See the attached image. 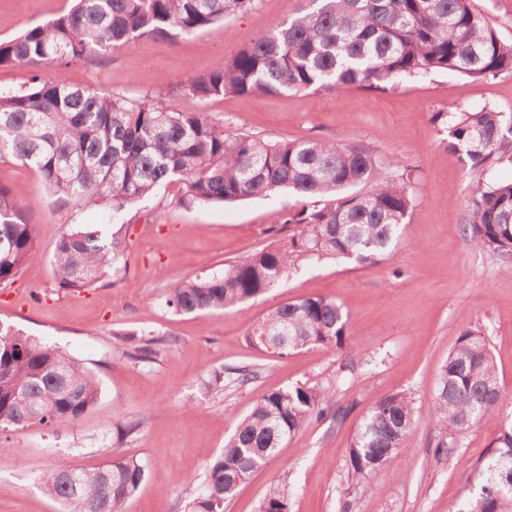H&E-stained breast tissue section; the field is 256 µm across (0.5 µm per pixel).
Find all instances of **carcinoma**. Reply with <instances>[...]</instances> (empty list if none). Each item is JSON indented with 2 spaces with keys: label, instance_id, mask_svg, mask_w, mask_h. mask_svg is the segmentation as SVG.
Listing matches in <instances>:
<instances>
[{
  "label": "carcinoma",
  "instance_id": "cac0c4a2",
  "mask_svg": "<svg viewBox=\"0 0 512 512\" xmlns=\"http://www.w3.org/2000/svg\"><path fill=\"white\" fill-rule=\"evenodd\" d=\"M254 0H77L46 23L0 42V66L42 69L76 62L93 51L128 49L142 35L164 41L171 31L193 34ZM313 10L276 24L254 44L218 59L191 79L187 94L277 95L311 88L385 90L409 77L436 72L476 80L512 74V43L472 0H312ZM158 91L142 103L34 76L18 93H0V159L34 168L58 206L103 202L119 214L177 181V204L232 203L291 190L320 198V207L284 215L295 225L285 244L224 264L209 276L181 280L167 306L179 313L224 310L278 287L302 259H348L376 266L398 245L416 206L408 178L385 171L370 151L334 139L269 141L232 134L200 112H171ZM448 148L473 168L512 163V115L485 106L446 112ZM470 243L498 257L512 273V181L478 186L468 203ZM121 242L92 224H72L57 238L53 273L61 290L90 288L108 276ZM38 257L34 226L23 204L0 182V281ZM350 317L334 299L302 297L271 308L247 339L265 351L279 336L284 356L311 346L343 349ZM265 332L268 343L258 340ZM172 340L143 334L126 352L154 360ZM97 376L76 359L0 322V450L9 434L33 423H73L98 405ZM319 383H297L257 401L185 512H224L225 505L269 458L312 419L333 409ZM501 410L498 368L481 333L463 331L441 369L430 417L451 454L459 434ZM414 427L407 397L377 399L363 415L348 448L361 492L367 479L399 457ZM477 488L459 512H512V416L501 421L486 458L468 466ZM147 476V464L123 457L96 469L60 468L41 479L42 492L65 512H127ZM287 494L272 489L260 512H281Z\"/></svg>",
  "mask_w": 512,
  "mask_h": 512
}]
</instances>
